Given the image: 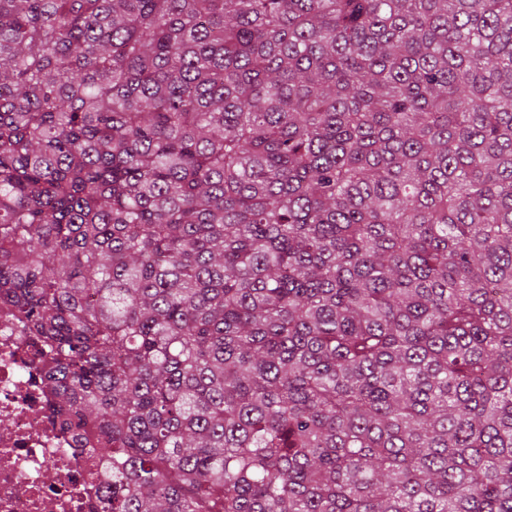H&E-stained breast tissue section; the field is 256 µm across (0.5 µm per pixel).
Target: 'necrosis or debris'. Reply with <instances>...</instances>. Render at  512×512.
I'll return each mask as SVG.
<instances>
[{"instance_id": "necrosis-or-debris-1", "label": "necrosis or debris", "mask_w": 512, "mask_h": 512, "mask_svg": "<svg viewBox=\"0 0 512 512\" xmlns=\"http://www.w3.org/2000/svg\"><path fill=\"white\" fill-rule=\"evenodd\" d=\"M51 401L25 336L0 307V512H102L97 460L68 450Z\"/></svg>"}]
</instances>
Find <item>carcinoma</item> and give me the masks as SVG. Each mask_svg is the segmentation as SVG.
Instances as JSON below:
<instances>
[{
	"instance_id": "1",
	"label": "carcinoma",
	"mask_w": 512,
	"mask_h": 512,
	"mask_svg": "<svg viewBox=\"0 0 512 512\" xmlns=\"http://www.w3.org/2000/svg\"><path fill=\"white\" fill-rule=\"evenodd\" d=\"M0 304L106 512H512V0H0Z\"/></svg>"
}]
</instances>
